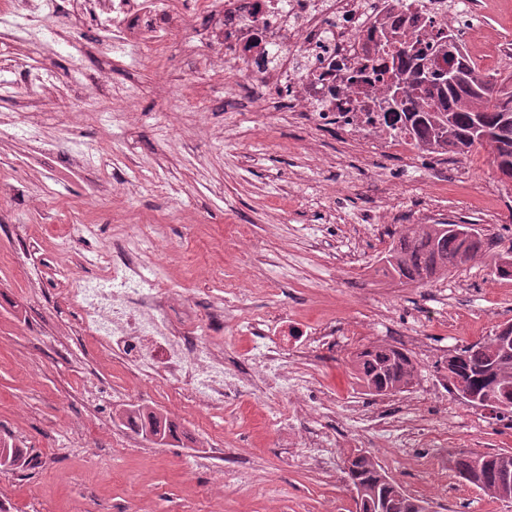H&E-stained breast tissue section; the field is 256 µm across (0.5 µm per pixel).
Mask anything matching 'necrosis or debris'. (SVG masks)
I'll return each instance as SVG.
<instances>
[{
    "label": "necrosis or debris",
    "instance_id": "necrosis-or-debris-1",
    "mask_svg": "<svg viewBox=\"0 0 512 512\" xmlns=\"http://www.w3.org/2000/svg\"><path fill=\"white\" fill-rule=\"evenodd\" d=\"M493 0H67V12L111 38L113 49L136 43L163 59L173 20L184 4L206 22L189 26L197 69L232 75V93L262 122L274 119L281 103L300 123L371 135L376 155H414L410 135L387 126L374 107L386 100L387 76L357 81L353 70L382 57L379 38L424 45L453 27L464 12L488 11ZM58 14V0H0V15L22 20V32L35 36ZM162 224L130 226L100 256L99 272L72 279L68 263L60 274L71 279L69 295L82 308L81 332L89 335L123 369L155 383L184 388L199 410L221 413L249 389L248 372L229 368L222 352L208 344L211 321L234 310L235 298L201 311L194 298L169 280L156 252L166 240ZM180 298L172 317L168 301ZM301 328L288 325L276 342L257 341L246 358L250 370L263 371L269 388L305 397L313 386L307 375L288 374V360L300 356Z\"/></svg>",
    "mask_w": 512,
    "mask_h": 512
}]
</instances>
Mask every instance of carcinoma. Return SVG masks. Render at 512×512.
Returning <instances> with one entry per match:
<instances>
[{
	"label": "carcinoma",
	"mask_w": 512,
	"mask_h": 512,
	"mask_svg": "<svg viewBox=\"0 0 512 512\" xmlns=\"http://www.w3.org/2000/svg\"><path fill=\"white\" fill-rule=\"evenodd\" d=\"M457 46L458 58L444 51L443 40L424 47L402 44L392 56L397 66L391 68L392 84L402 91V106L386 110L390 126L405 128L418 139L427 152L446 151L467 154L477 149L487 151L497 169L512 167V142L506 147L492 138L497 132L512 136V85L498 81L495 75L482 71L470 60L455 31H448ZM462 224H429L409 231L392 243L382 262L386 274L404 282L426 284L458 268L457 259L465 251L476 258L482 251L481 238H468L460 232ZM354 378L373 394L396 388L406 377L419 373L417 363L402 351L395 353L390 344L365 347L352 358ZM449 391L459 393L457 383L481 397L489 386L488 377L497 380L500 395H512V355L503 357L493 340L469 343L448 356ZM120 418L132 422L143 418L137 431H148L162 441L174 437V424L166 417L146 408L124 410ZM23 457V449L0 440V466H14ZM489 458L469 484L499 498L500 467H512V459L503 461V453H487ZM352 475L367 490L370 503H362L363 512L376 500L387 503L385 512H416L413 503L423 500L405 495L396 481L385 482V471L375 459L362 451L350 454Z\"/></svg>",
	"instance_id": "carcinoma-1"
}]
</instances>
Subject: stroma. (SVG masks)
Wrapping results in <instances>:
<instances>
[{
  "mask_svg": "<svg viewBox=\"0 0 512 512\" xmlns=\"http://www.w3.org/2000/svg\"><path fill=\"white\" fill-rule=\"evenodd\" d=\"M89 48L74 79L65 46ZM50 67L55 87L15 81L0 98V438L25 448L0 471V512H354L342 469L292 463L279 447L275 417L294 410L287 391L244 394L223 414H191L174 389L115 366L81 335L79 305L55 276L61 250L50 225L94 224L76 253L112 248L113 225L163 224L160 259L171 280L203 304L241 288L242 313L331 326L307 337L300 371L314 375L295 421L320 431L336 460L370 453L432 512H512L448 468L456 450L512 452V425L461 403L447 387L448 353L512 322V278L493 260L512 250V185L488 153L456 158L441 173L428 154L378 159L368 138L296 121L257 122L225 96L217 73L191 68L185 36L168 48L171 87L153 79L150 58L111 55L95 29L53 21L40 38L19 41ZM137 100L138 111L122 108ZM200 106L202 124L185 113ZM168 113L165 123L155 115ZM475 224L488 249L424 286L384 276L394 237L421 225ZM45 277L27 281L22 266ZM420 370L409 390L365 392L351 358L368 344H399ZM124 389L134 403L175 420L180 439L163 446L112 434L118 407L85 404L90 384ZM422 445L408 447L411 432ZM250 468L253 483L228 487L224 466Z\"/></svg>",
  "mask_w": 512,
  "mask_h": 512,
  "instance_id": "35a3bbf8",
  "label": "stroma"
}]
</instances>
